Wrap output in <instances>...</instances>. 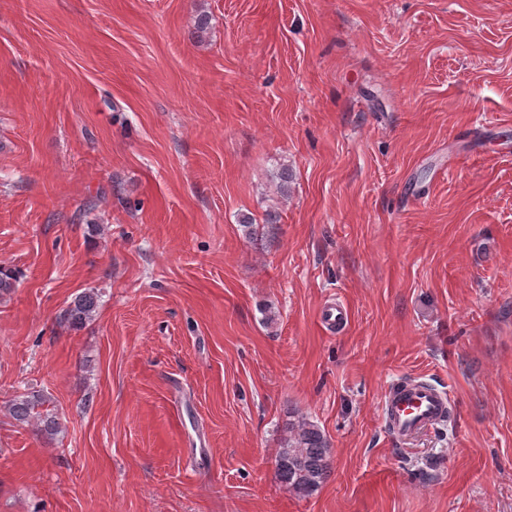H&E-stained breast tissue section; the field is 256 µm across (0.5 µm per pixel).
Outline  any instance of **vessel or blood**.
I'll return each mask as SVG.
<instances>
[{
    "label": "vessel or blood",
    "instance_id": "b4317fda",
    "mask_svg": "<svg viewBox=\"0 0 512 512\" xmlns=\"http://www.w3.org/2000/svg\"><path fill=\"white\" fill-rule=\"evenodd\" d=\"M392 432L407 439L439 424L449 407L445 392L425 381L404 388L390 387L380 401Z\"/></svg>",
    "mask_w": 512,
    "mask_h": 512
}]
</instances>
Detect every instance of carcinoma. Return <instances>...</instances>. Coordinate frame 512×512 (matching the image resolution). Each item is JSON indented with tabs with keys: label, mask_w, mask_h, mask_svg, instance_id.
Returning <instances> with one entry per match:
<instances>
[{
	"label": "carcinoma",
	"mask_w": 512,
	"mask_h": 512,
	"mask_svg": "<svg viewBox=\"0 0 512 512\" xmlns=\"http://www.w3.org/2000/svg\"><path fill=\"white\" fill-rule=\"evenodd\" d=\"M96 309L97 295L86 292L74 299L64 316L70 327L79 329L92 320ZM46 403L42 393L31 391L10 400L7 411L18 423L33 424L52 438L61 426ZM331 462L329 441L317 425L302 415L288 421L275 457L276 476L288 490L302 497L312 495L330 475Z\"/></svg>",
	"instance_id": "1"
}]
</instances>
